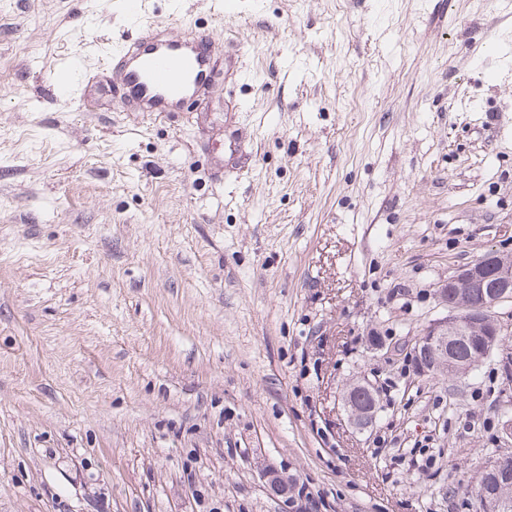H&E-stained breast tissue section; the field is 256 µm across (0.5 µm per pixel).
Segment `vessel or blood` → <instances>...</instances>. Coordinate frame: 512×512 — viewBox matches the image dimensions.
I'll return each instance as SVG.
<instances>
[{
	"label": "vessel or blood",
	"mask_w": 512,
	"mask_h": 512,
	"mask_svg": "<svg viewBox=\"0 0 512 512\" xmlns=\"http://www.w3.org/2000/svg\"><path fill=\"white\" fill-rule=\"evenodd\" d=\"M223 46V39L211 31L150 23L139 26L135 38L112 46L105 69L125 107L179 112L210 85Z\"/></svg>",
	"instance_id": "1"
}]
</instances>
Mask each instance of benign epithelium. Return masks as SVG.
I'll use <instances>...</instances> for the list:
<instances>
[{"instance_id":"obj_1","label":"benign epithelium","mask_w":512,"mask_h":512,"mask_svg":"<svg viewBox=\"0 0 512 512\" xmlns=\"http://www.w3.org/2000/svg\"><path fill=\"white\" fill-rule=\"evenodd\" d=\"M478 288L483 294V305L467 303V294ZM439 303L448 314L434 320L418 341L423 356L419 367L434 369L448 379L468 376L474 366L489 357L505 331L504 323L493 309L512 299V257L491 250L467 264L438 289ZM460 342L469 344L474 352L470 361H461L454 354ZM372 392L366 379L351 382L343 393V404L350 423L358 430L373 427L376 405L362 403L363 393ZM483 475L487 489L480 502V512H512V472L500 457L489 459ZM265 489L276 499L295 496V487L277 467L267 465L261 472Z\"/></svg>"}]
</instances>
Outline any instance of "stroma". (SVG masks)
Returning <instances> with one entry per match:
<instances>
[{"label":"stroma","mask_w":512,"mask_h":512,"mask_svg":"<svg viewBox=\"0 0 512 512\" xmlns=\"http://www.w3.org/2000/svg\"><path fill=\"white\" fill-rule=\"evenodd\" d=\"M142 21L224 40L184 111L92 81ZM490 249L512 256L489 0H0V512H293L267 464L317 512H475L512 455V332L455 381L405 345ZM364 392H372V385L365 378L352 381L343 393V404L350 423L358 430L366 431L373 427L376 419V405H364ZM261 478L264 482L265 489L269 494L276 499H286L288 497H295V487L277 467L273 465H266L262 472Z\"/></svg>","instance_id":"stroma-1"}]
</instances>
